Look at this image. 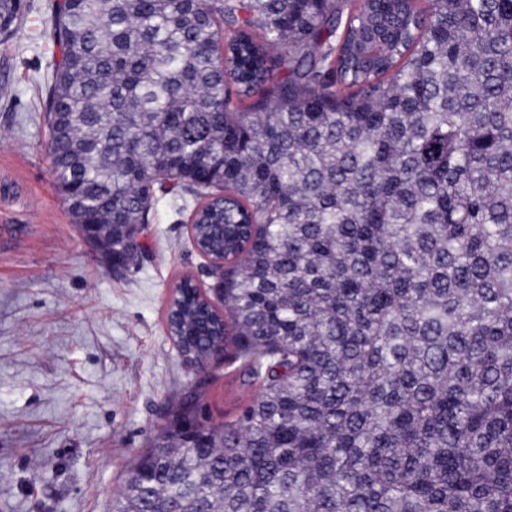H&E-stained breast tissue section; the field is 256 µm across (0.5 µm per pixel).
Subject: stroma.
<instances>
[{
  "label": "stroma",
  "mask_w": 512,
  "mask_h": 512,
  "mask_svg": "<svg viewBox=\"0 0 512 512\" xmlns=\"http://www.w3.org/2000/svg\"><path fill=\"white\" fill-rule=\"evenodd\" d=\"M54 0H27L0 42V512H112L133 459L181 407L210 425L255 396L230 358L189 369L166 328L183 275L208 261L177 195L160 196L124 270L80 234L44 123Z\"/></svg>",
  "instance_id": "stroma-1"
}]
</instances>
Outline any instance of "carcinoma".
<instances>
[{"label":"carcinoma","mask_w":512,"mask_h":512,"mask_svg":"<svg viewBox=\"0 0 512 512\" xmlns=\"http://www.w3.org/2000/svg\"><path fill=\"white\" fill-rule=\"evenodd\" d=\"M50 37L74 223L119 256L199 201L224 319L185 290L179 333L260 386L177 416L112 512H512V0H56Z\"/></svg>","instance_id":"obj_1"}]
</instances>
